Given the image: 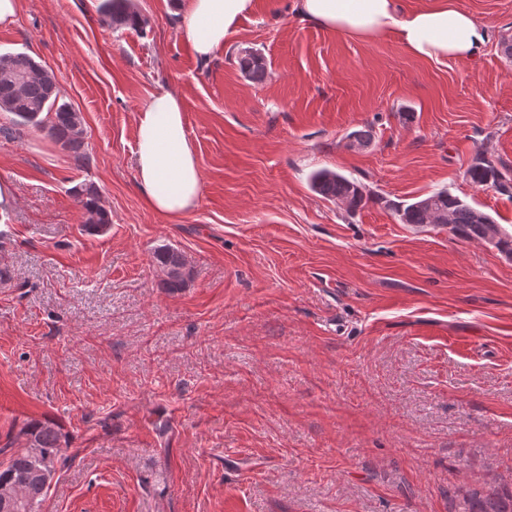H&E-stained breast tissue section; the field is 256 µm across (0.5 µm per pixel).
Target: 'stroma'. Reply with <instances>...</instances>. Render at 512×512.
Returning <instances> with one entry per match:
<instances>
[{"label": "stroma", "mask_w": 512, "mask_h": 512, "mask_svg": "<svg viewBox=\"0 0 512 512\" xmlns=\"http://www.w3.org/2000/svg\"><path fill=\"white\" fill-rule=\"evenodd\" d=\"M254 0L199 58L177 0H19L0 54L55 74L86 159L0 133V462L51 421L63 462L45 512H450L448 489L512 483V258L395 208L445 189L512 232V198L472 185L512 168V0H456L494 37L475 61L413 55ZM263 54L252 82L245 51ZM180 98L199 204L149 210L141 103ZM371 136L350 145L353 132ZM327 168L375 194L355 213L309 186ZM93 185L112 223L84 228ZM180 251L185 288L153 255ZM99 11L103 21L111 28L139 30L143 28L147 21L137 12L131 3V0H103ZM241 69L255 83H262L266 77L267 62L262 54L253 52L248 53L239 59ZM466 175L475 187L493 188L501 194L512 196V169L491 157L476 158Z\"/></svg>", "instance_id": "obj_1"}]
</instances>
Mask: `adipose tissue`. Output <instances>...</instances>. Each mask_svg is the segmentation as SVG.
<instances>
[{"label":"adipose tissue","instance_id":"1","mask_svg":"<svg viewBox=\"0 0 512 512\" xmlns=\"http://www.w3.org/2000/svg\"><path fill=\"white\" fill-rule=\"evenodd\" d=\"M253 0H181V28L200 58H209L251 12ZM303 19L358 39L395 35L414 55L429 59H478L491 29L455 0H433L410 10L404 0H297ZM136 173L152 212L177 217L193 210L201 195V170L189 141L184 110L168 90L150 94L136 129Z\"/></svg>","mask_w":512,"mask_h":512}]
</instances>
